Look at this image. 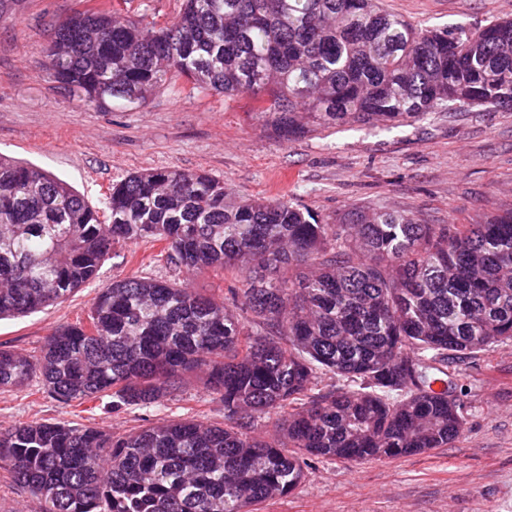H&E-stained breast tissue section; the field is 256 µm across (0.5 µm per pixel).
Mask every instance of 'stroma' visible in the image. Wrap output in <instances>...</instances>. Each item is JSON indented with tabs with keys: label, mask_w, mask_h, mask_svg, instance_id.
I'll use <instances>...</instances> for the list:
<instances>
[{
	"label": "stroma",
	"mask_w": 512,
	"mask_h": 512,
	"mask_svg": "<svg viewBox=\"0 0 512 512\" xmlns=\"http://www.w3.org/2000/svg\"><path fill=\"white\" fill-rule=\"evenodd\" d=\"M119 19L159 24L182 0H112ZM88 0H18L0 21V154L33 164L101 207L113 182L154 169L204 171L238 200L286 198L336 221L355 208L425 224H476L512 208V111L456 107L394 125L350 122L283 141L251 96L162 87L144 104L98 111L42 70L53 28ZM415 25L444 28L512 18V0H380ZM141 242L116 247L90 284L65 302L0 321V344L39 350L54 328L85 319L99 289L131 274L176 280L221 296L227 282L190 274ZM465 429L450 447L395 460L310 461L293 492L260 512H512V342L460 365ZM170 418L224 421L199 377L161 409L94 412L23 388L0 392V425L57 419L121 433Z\"/></svg>",
	"instance_id": "1"
}]
</instances>
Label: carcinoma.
<instances>
[{
  "label": "carcinoma",
  "mask_w": 512,
  "mask_h": 512,
  "mask_svg": "<svg viewBox=\"0 0 512 512\" xmlns=\"http://www.w3.org/2000/svg\"><path fill=\"white\" fill-rule=\"evenodd\" d=\"M45 74L98 110L180 79L251 95L289 140L457 104L512 110V19L436 30L376 0H183L159 26L117 22L102 0L54 29ZM141 241L165 243L179 268L231 274L230 288L219 300L174 280H114L38 354L0 345V391L35 382L65 406L109 397L121 412L165 406L195 373L224 425L0 426V469L44 512H257L301 483L307 457L446 448L465 424L453 365L512 341V210L420 224L354 209L329 223L176 169L128 175L99 210L0 156V320L63 302L115 245Z\"/></svg>",
  "instance_id": "obj_1"
}]
</instances>
